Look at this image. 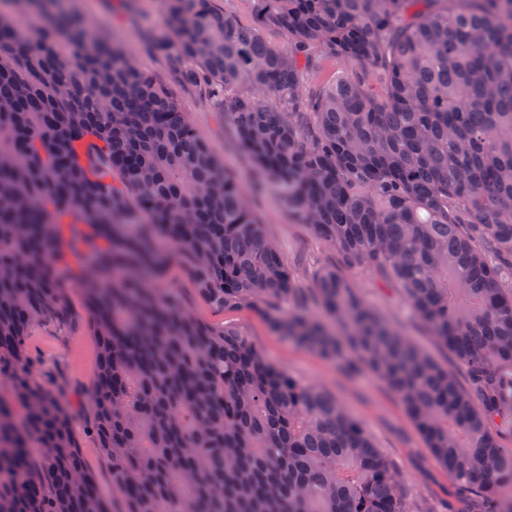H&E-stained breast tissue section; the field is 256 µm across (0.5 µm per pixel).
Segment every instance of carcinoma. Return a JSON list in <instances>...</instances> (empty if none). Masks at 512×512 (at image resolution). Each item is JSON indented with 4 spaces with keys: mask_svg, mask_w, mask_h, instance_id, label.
I'll list each match as a JSON object with an SVG mask.
<instances>
[{
    "mask_svg": "<svg viewBox=\"0 0 512 512\" xmlns=\"http://www.w3.org/2000/svg\"><path fill=\"white\" fill-rule=\"evenodd\" d=\"M253 3L244 27L215 0H162L153 47L186 84L248 89L228 112L239 149L340 257L310 288L172 90L71 0H0V512H106L69 404L25 356L31 324L68 311V222L89 230L77 285L112 512H411L335 397L159 287L184 260L205 301L383 380L459 486L512 488V0ZM332 59L350 69L311 82ZM355 269L399 290L469 388L357 294Z\"/></svg>",
    "mask_w": 512,
    "mask_h": 512,
    "instance_id": "carcinoma-1",
    "label": "carcinoma"
}]
</instances>
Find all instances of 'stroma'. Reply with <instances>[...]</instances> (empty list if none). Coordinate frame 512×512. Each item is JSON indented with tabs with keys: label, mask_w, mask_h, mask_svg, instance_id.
I'll list each match as a JSON object with an SVG mask.
<instances>
[{
	"label": "stroma",
	"mask_w": 512,
	"mask_h": 512,
	"mask_svg": "<svg viewBox=\"0 0 512 512\" xmlns=\"http://www.w3.org/2000/svg\"><path fill=\"white\" fill-rule=\"evenodd\" d=\"M75 8L90 29L114 38L148 71L176 92L181 109L199 136L213 149L242 184L268 238L295 269L304 287H311L317 271L333 262L334 246L321 240L309 225L300 223L293 210L270 192L254 188L255 164L237 146L232 126L224 115V100L237 88L207 96L181 85L162 54L150 40L162 29L158 0H75ZM349 279L369 304L433 358L452 369L461 384L469 374L448 350L439 345L421 321L415 319L396 289L384 285L372 272L359 269ZM174 289L200 322L221 330L229 328L247 336L281 370L304 383L318 386L363 423L401 477L412 512H474L448 473L431 457L425 443L401 404L386 385L372 374L350 378L335 363L296 347L274 334L263 318L247 307L221 309L202 300L188 268L171 264L162 280ZM71 316L35 324L26 338L27 359L38 385L72 401V431L85 468L94 477L99 498L112 501L111 464L95 433L89 397L99 371V345L89 324V309L78 287L69 290Z\"/></svg>",
	"instance_id": "stroma-1"
}]
</instances>
